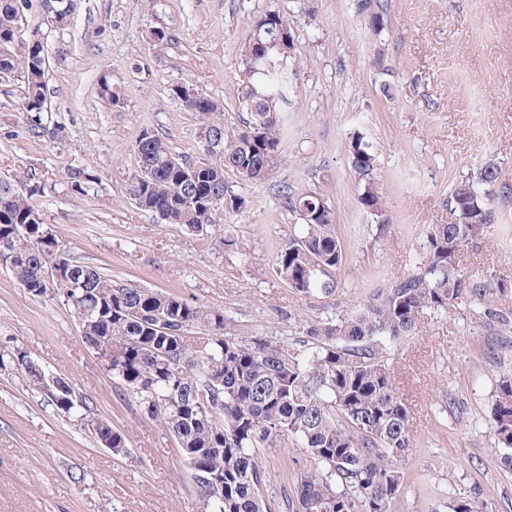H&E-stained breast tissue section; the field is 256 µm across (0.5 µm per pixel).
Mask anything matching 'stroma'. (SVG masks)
Wrapping results in <instances>:
<instances>
[{
	"label": "stroma",
	"instance_id": "1",
	"mask_svg": "<svg viewBox=\"0 0 512 512\" xmlns=\"http://www.w3.org/2000/svg\"><path fill=\"white\" fill-rule=\"evenodd\" d=\"M70 25H43L49 48L43 130L22 112L21 83L0 79V178L18 190L44 182V224L82 263L113 281L223 308L237 337L295 342L315 320L363 304L381 280L413 269L422 232L455 217L454 187L489 163L512 187V0H380L372 30L357 0H75ZM288 18L297 47L292 108L277 167L235 184L250 206L195 234L165 224L126 197L125 174L143 128L198 156V121L168 94L183 84L237 122L238 80L252 21ZM164 31L165 40L154 37ZM110 76L123 98L99 94ZM362 134L379 156L380 207L358 197L348 144ZM89 181L72 187L68 171ZM319 191L344 249L327 298L298 296L273 255L294 216L281 194ZM496 224L462 252L467 274L512 276V196ZM234 236L239 248L225 246ZM493 310L485 317L484 308ZM20 346L50 375L74 380L94 417L128 440V455L100 446L80 415H64L17 370H0V512H202L174 439L125 398L56 300L28 295L0 263V351ZM384 358L410 410L413 446L400 466L397 512H450L468 497L481 512H512V470L487 423L500 375L512 372V292L485 307L462 302L423 315L418 333ZM266 493L280 497L309 467L299 448H264Z\"/></svg>",
	"mask_w": 512,
	"mask_h": 512
}]
</instances>
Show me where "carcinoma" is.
Segmentation results:
<instances>
[{"mask_svg": "<svg viewBox=\"0 0 512 512\" xmlns=\"http://www.w3.org/2000/svg\"><path fill=\"white\" fill-rule=\"evenodd\" d=\"M54 0H0V75L22 84L21 109L40 125L48 108V45L42 17L64 28L70 18L47 11ZM37 18H32V8ZM30 36L13 50L22 24ZM288 18L257 17L251 30L268 44ZM294 72L245 56L238 88L241 124H224L218 101L183 86L170 94L182 100L224 150L205 148L203 158L176 154L158 132L143 129L134 145L135 165L125 177L127 198L166 224L193 233L217 223L220 214L244 213L249 200L226 174L244 183L263 180L280 162L283 114L290 105ZM353 172L364 182L359 204L380 205L373 178L378 156L357 134L348 146ZM44 185L24 193L0 179V250L18 284L33 298L57 300L83 320L81 338L104 370L124 386L125 395L146 417L159 422L177 442L193 472L205 512H272L263 494L262 448L303 449L311 465L286 498L291 512H396L404 473L398 461L411 448L410 412L383 359L385 343L416 335L421 315L458 302L479 306L512 288L465 274L459 256L497 219L498 202L470 182L459 183L448 199L458 221L430 224L423 232L424 255L407 275L383 280L359 309L337 320L316 321L299 344L263 336L238 339L224 332V310L148 288L118 284L85 265L59 244L36 208ZM281 204L300 223L274 253L277 275L305 297L329 296L338 287L343 248L330 206L318 191L286 193ZM62 265L57 277L49 270ZM16 369L41 389L56 411L73 414L89 406L71 380L57 387L27 353L14 347L0 354V370ZM502 457L512 468V373L500 377L489 419ZM99 444L112 440L115 455L127 453V439L107 421L92 428Z\"/></svg>", "mask_w": 512, "mask_h": 512, "instance_id": "1", "label": "carcinoma"}]
</instances>
